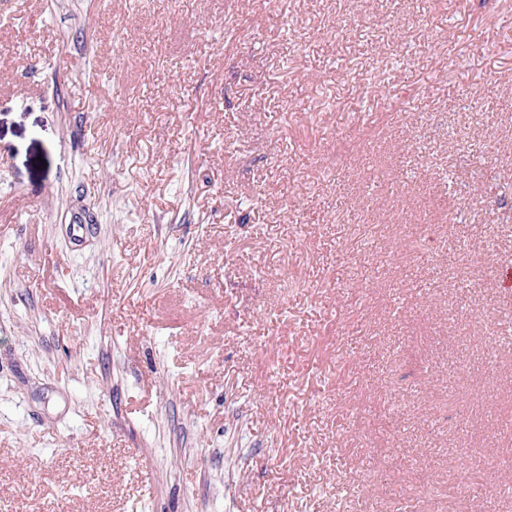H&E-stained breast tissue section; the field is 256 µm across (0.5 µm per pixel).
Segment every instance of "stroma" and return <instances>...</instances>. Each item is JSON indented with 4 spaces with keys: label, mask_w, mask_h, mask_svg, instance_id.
<instances>
[{
    "label": "stroma",
    "mask_w": 512,
    "mask_h": 512,
    "mask_svg": "<svg viewBox=\"0 0 512 512\" xmlns=\"http://www.w3.org/2000/svg\"><path fill=\"white\" fill-rule=\"evenodd\" d=\"M502 193L512 0H0V512H512Z\"/></svg>",
    "instance_id": "1"
}]
</instances>
